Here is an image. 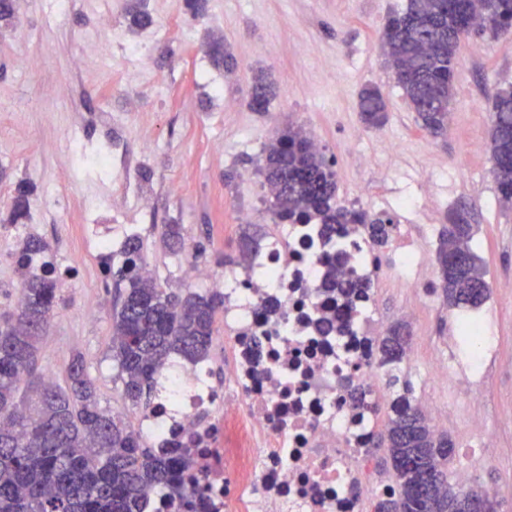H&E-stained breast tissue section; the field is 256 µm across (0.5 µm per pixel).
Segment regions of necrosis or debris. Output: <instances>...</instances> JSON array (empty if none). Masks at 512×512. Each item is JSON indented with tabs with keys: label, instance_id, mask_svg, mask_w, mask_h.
Here are the masks:
<instances>
[{
	"label": "necrosis or debris",
	"instance_id": "obj_1",
	"mask_svg": "<svg viewBox=\"0 0 512 512\" xmlns=\"http://www.w3.org/2000/svg\"><path fill=\"white\" fill-rule=\"evenodd\" d=\"M414 206L399 207L392 258L360 225L337 226L326 237L316 224H275L259 248L224 271V348L229 370L190 363L173 376L177 400L154 402L142 429L156 445L191 443L196 471L209 489L205 512H367L370 498L393 495L392 483L367 469L378 409L387 403L378 360L386 321L378 292L387 280L433 293L427 243L408 223ZM360 281L361 296L325 291L334 263ZM474 348L448 344L430 375L463 387L472 481L479 449L495 434L479 411L498 343L486 313L471 320ZM366 394L357 403L354 391Z\"/></svg>",
	"mask_w": 512,
	"mask_h": 512
}]
</instances>
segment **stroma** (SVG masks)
I'll list each match as a JSON object with an SVG mask.
<instances>
[{
    "label": "stroma",
    "instance_id": "35a3bbf8",
    "mask_svg": "<svg viewBox=\"0 0 512 512\" xmlns=\"http://www.w3.org/2000/svg\"><path fill=\"white\" fill-rule=\"evenodd\" d=\"M128 3L74 0L60 15L53 0H16L12 26L0 29V218L17 182L33 188L27 223L0 231V311L16 306L20 277L11 256L26 236L47 241L57 265L77 267L58 289L40 341V366L57 384H64L73 355H81L102 406L139 424L144 411L124 401L112 360L113 290L87 225H113L116 243L138 233L164 287L185 288L182 270L192 262L223 277L227 260L238 256L240 215L249 214L261 231L273 221L257 164L264 145L291 124L319 143L338 175V199L354 194L357 209L374 213L429 192L436 204L420 210L417 221L436 241L450 211L470 208L488 285L512 282V208L495 207L490 155L472 148L488 141L492 96L512 89V38L462 39L448 132L434 138L397 86L379 42L387 17L407 0H209L200 19L178 0H146L153 22L143 30L129 28ZM105 10L112 29L103 35ZM213 36L229 44L235 71L210 64L206 43ZM141 51L150 54V71L128 84ZM22 53L33 69L18 68ZM260 71L275 96L267 111L254 112L247 99ZM368 85L388 103L378 128L359 117V93ZM79 141L122 159L123 169L99 180L76 153ZM385 141L395 156L383 152ZM173 222L185 242L178 253L161 240L163 225ZM405 300L396 289L378 297L383 316L407 325L412 336L397 387L413 398L434 397L440 432L460 441L457 411L466 397L427 375L429 358L446 354L449 337L460 333L457 311L437 293L404 318ZM495 330L503 363L483 413L499 428L500 445L476 466L474 483L498 486L500 512H512V422L501 418L512 408V301L498 305Z\"/></svg>",
    "mask_w": 512,
    "mask_h": 512
}]
</instances>
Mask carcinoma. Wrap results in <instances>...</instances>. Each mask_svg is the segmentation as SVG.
Masks as SVG:
<instances>
[{
	"label": "carcinoma",
	"instance_id": "carcinoma-1",
	"mask_svg": "<svg viewBox=\"0 0 512 512\" xmlns=\"http://www.w3.org/2000/svg\"><path fill=\"white\" fill-rule=\"evenodd\" d=\"M480 2V9L460 13L450 9V0H407L380 32L397 85L434 137L448 130L459 26L478 35L512 33V0ZM127 14L132 28L151 23L140 0L129 4ZM207 56L216 69L235 67L222 38L209 42ZM274 96L268 77L254 75L248 107L264 112ZM358 108L368 126L387 120V101L374 86L361 90ZM489 151L500 199L512 202V90L491 100ZM259 173L278 223L322 224L328 230L361 224L374 245L389 242L393 218L339 204L336 172L300 128L290 125L276 133ZM31 194L30 185H16L9 223L28 218ZM474 238L471 220L452 210L437 250L439 288L450 307L476 309L484 302L465 298L471 283L485 281ZM162 241L171 249L182 246L181 225H164ZM49 249L39 237L24 239L14 256L20 301L14 310L0 312V512H146L152 492L184 497L193 449L179 443L147 445L124 418L101 406L82 356L71 359L64 389L41 370L38 344L57 303L58 279L53 262L37 268L33 261ZM101 265L117 291L110 350L122 396L134 407L148 406L151 396L164 389L162 371L171 356L192 362L208 358L224 295L208 290L181 294L142 276L143 243L136 234L102 255ZM408 345L409 337L397 327L380 340V366L387 369L390 386ZM383 437L396 492L377 500L374 512H461L462 498L476 493L448 484L445 464L455 455V443L431 429L406 396L393 399Z\"/></svg>",
	"mask_w": 512,
	"mask_h": 512
}]
</instances>
